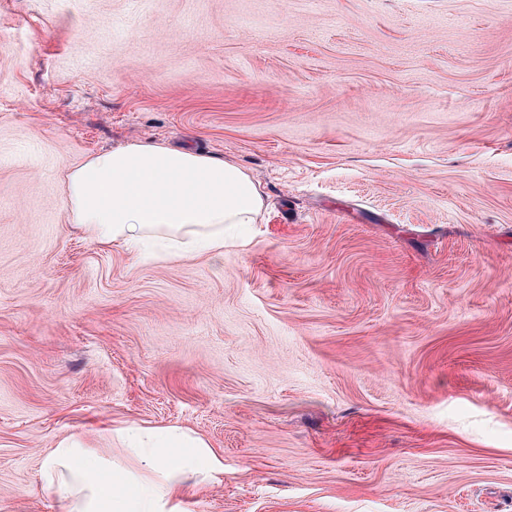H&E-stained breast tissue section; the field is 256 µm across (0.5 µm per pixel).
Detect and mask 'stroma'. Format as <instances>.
Segmentation results:
<instances>
[{
    "label": "stroma",
    "instance_id": "obj_1",
    "mask_svg": "<svg viewBox=\"0 0 512 512\" xmlns=\"http://www.w3.org/2000/svg\"><path fill=\"white\" fill-rule=\"evenodd\" d=\"M245 168L246 246L135 259L62 168ZM179 427L178 512H512V0H0V512Z\"/></svg>",
    "mask_w": 512,
    "mask_h": 512
}]
</instances>
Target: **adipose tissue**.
<instances>
[{"mask_svg":"<svg viewBox=\"0 0 512 512\" xmlns=\"http://www.w3.org/2000/svg\"><path fill=\"white\" fill-rule=\"evenodd\" d=\"M62 175L66 220L87 240L133 257L151 242L167 259L201 249L223 255L238 243L227 226L257 223L265 208L246 170L163 142L133 141L64 167ZM115 433L133 466L91 457L77 435L52 449L41 475L60 512H165L194 492L187 473L224 469L204 440L184 430L127 424Z\"/></svg>","mask_w":512,"mask_h":512,"instance_id":"ef3b65f1","label":"adipose tissue"}]
</instances>
